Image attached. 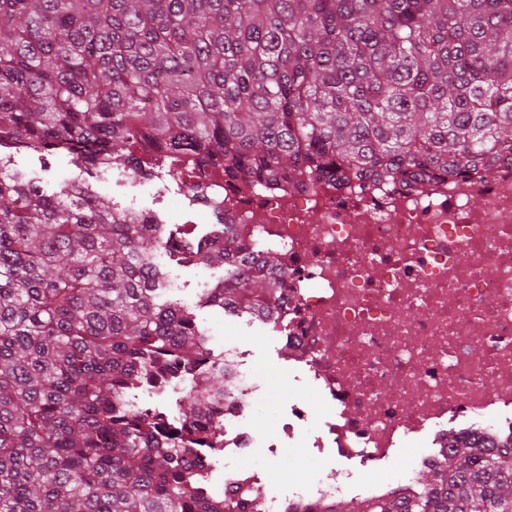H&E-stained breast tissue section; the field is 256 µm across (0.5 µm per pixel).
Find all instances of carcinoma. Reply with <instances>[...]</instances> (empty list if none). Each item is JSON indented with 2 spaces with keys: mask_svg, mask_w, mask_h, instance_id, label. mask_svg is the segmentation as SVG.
<instances>
[{
  "mask_svg": "<svg viewBox=\"0 0 512 512\" xmlns=\"http://www.w3.org/2000/svg\"><path fill=\"white\" fill-rule=\"evenodd\" d=\"M1 148L201 187L489 171L512 161V0H0ZM158 253L224 275L189 306ZM278 266L230 224L193 236L0 168V512L202 507L184 446L127 396L195 369L179 416L214 413L195 309L270 313ZM362 512H512V441L460 436L413 499Z\"/></svg>",
  "mask_w": 512,
  "mask_h": 512,
  "instance_id": "1",
  "label": "carcinoma"
}]
</instances>
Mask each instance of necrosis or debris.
Listing matches in <instances>:
<instances>
[{
    "mask_svg": "<svg viewBox=\"0 0 512 512\" xmlns=\"http://www.w3.org/2000/svg\"><path fill=\"white\" fill-rule=\"evenodd\" d=\"M201 209L278 253L285 286L270 324L296 388L278 434L264 437L249 351L212 346L231 381L211 422L220 447L188 464L224 512H360L410 495L459 434L486 448L512 439V165L395 188L302 175L271 192L219 179ZM147 400L164 436H192L172 392L131 395ZM259 448H305L342 467L275 485ZM403 448L415 451L410 466L373 479Z\"/></svg>",
    "mask_w": 512,
    "mask_h": 512,
    "instance_id": "obj_1",
    "label": "necrosis or debris"
}]
</instances>
